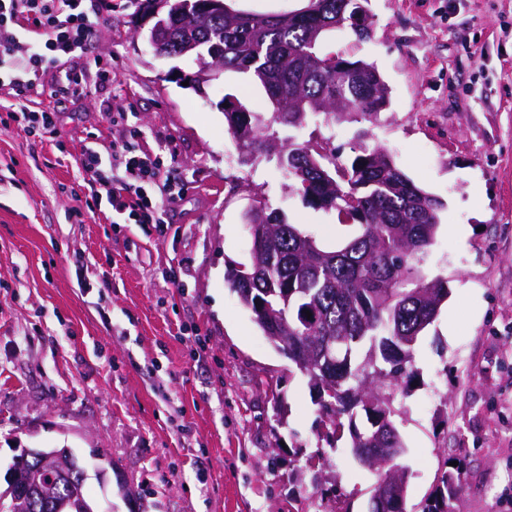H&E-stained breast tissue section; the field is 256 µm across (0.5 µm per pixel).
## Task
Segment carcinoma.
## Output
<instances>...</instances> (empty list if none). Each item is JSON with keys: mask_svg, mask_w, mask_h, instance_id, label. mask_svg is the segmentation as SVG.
Masks as SVG:
<instances>
[{"mask_svg": "<svg viewBox=\"0 0 512 512\" xmlns=\"http://www.w3.org/2000/svg\"><path fill=\"white\" fill-rule=\"evenodd\" d=\"M311 13L290 17L238 12L220 14L207 0H182L170 7L166 59L190 57L197 81L210 51L222 47L221 67L251 76L272 106L269 118L224 97L228 133L251 156H268L279 131L299 128L314 115L332 122L378 121L388 89L376 67L362 60L331 59L319 42L350 26L359 39L371 37L372 22L358 0H314ZM356 76L336 80L329 61ZM280 167L307 202L335 209L354 221L352 234L332 251L264 204L247 220L249 261L226 268L225 279L269 342L308 376L325 426L322 440L336 447L349 434L378 473L371 499L390 478L391 461L404 454L394 420L391 390L416 378L414 346L448 298V282L426 280L421 257L433 244L444 203L419 187L383 148L362 147L347 163L317 143L281 140ZM364 414L368 427L358 428ZM16 483L28 488L38 465L21 451ZM463 463L446 470L422 512H452L460 492ZM0 512H42L29 494ZM370 512H407L406 498L381 500Z\"/></svg>", "mask_w": 512, "mask_h": 512, "instance_id": "cac0c4a2", "label": "carcinoma"}]
</instances>
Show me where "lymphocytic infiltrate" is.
I'll list each match as a JSON object with an SVG mask.
<instances>
[{
    "instance_id": "obj_1",
    "label": "lymphocytic infiltrate",
    "mask_w": 512,
    "mask_h": 512,
    "mask_svg": "<svg viewBox=\"0 0 512 512\" xmlns=\"http://www.w3.org/2000/svg\"><path fill=\"white\" fill-rule=\"evenodd\" d=\"M42 35L43 41L28 57L38 68L48 57L73 56L86 51L91 25L83 0H0V85L9 87L20 102L18 112L29 129L53 134L58 110L82 92L85 69H70L52 96L54 107L34 111L25 105L34 91L25 72L8 65L19 32ZM91 176V198H107L113 211L136 224H165L169 205L179 199L184 184L172 173V164L152 149L130 143L112 146V165L104 167L100 153L88 147L80 158Z\"/></svg>"
}]
</instances>
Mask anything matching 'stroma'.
Listing matches in <instances>:
<instances>
[{"mask_svg": "<svg viewBox=\"0 0 512 512\" xmlns=\"http://www.w3.org/2000/svg\"><path fill=\"white\" fill-rule=\"evenodd\" d=\"M373 35L324 37L323 53L374 64L388 87L377 123L310 121L352 158L386 148L445 207L419 266L451 289L420 336L418 380L394 391L409 472L406 506L422 512L448 458L466 463L455 512H504L512 495V0H368ZM87 52L30 72L34 105L53 106L66 71L95 57L113 81L61 111L52 137L18 128L0 89V478L23 448L68 447L87 465L100 512H318L315 485L367 512L376 475L350 449L323 451L311 387L228 288L249 258L255 200L328 249L345 216L311 206L275 161L242 162L219 103L268 111L251 79L200 87L136 35L134 0H86ZM124 111L128 124L108 113ZM137 127L174 158L185 193L170 224H120L85 207V147L109 156ZM82 216H74V209ZM207 350L196 355L194 337ZM107 452L114 476L95 475ZM134 492L126 498L117 479Z\"/></svg>", "mask_w": 512, "mask_h": 512, "instance_id": "stroma-1", "label": "stroma"}]
</instances>
